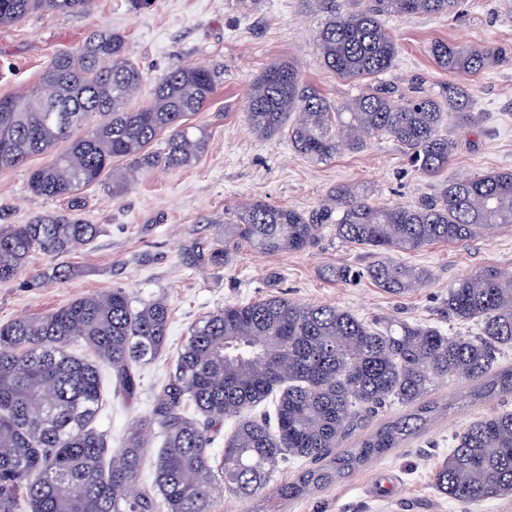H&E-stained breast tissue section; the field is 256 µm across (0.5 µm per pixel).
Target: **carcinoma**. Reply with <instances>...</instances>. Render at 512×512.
<instances>
[{"label": "carcinoma", "mask_w": 512, "mask_h": 512, "mask_svg": "<svg viewBox=\"0 0 512 512\" xmlns=\"http://www.w3.org/2000/svg\"><path fill=\"white\" fill-rule=\"evenodd\" d=\"M327 2L331 17L316 35L321 63L362 85L360 92L334 105L302 86L293 64L273 62L248 88L251 131L263 138L285 134L298 153L316 161L388 135L420 174L437 178L457 149L441 128L478 126L468 80L508 58L491 45L436 41L433 60L462 80L407 94L388 79L398 48L384 18L450 16L459 0H365L344 13L335 0ZM93 6L94 0H0V27L34 12L88 14ZM141 83L125 38L101 31L77 51L55 55L29 94L0 98L12 108L0 111V171L51 153L48 164L30 172L29 187L71 203L67 214L0 227V282L15 279L36 250L57 256L98 236L100 226L76 214L77 192L99 181L112 159L129 160L128 169L112 174L117 198L140 170L182 168L200 157L205 133L187 119L208 104L215 72L179 66L160 79L149 103L133 109ZM92 115L102 121L72 139ZM162 136L163 151H149ZM64 142L67 148L53 153ZM328 224L343 242L379 256L364 269L336 267L332 277L357 283L368 276L394 296L409 294L426 285L429 272L389 254L512 227V171L452 177L415 205H379L348 185L308 214L256 200L224 222V241L267 254L299 252ZM447 306L453 320L476 323L477 335L450 336L393 316L366 322L350 310L281 296L227 305L192 325L173 371L115 448L93 427L104 403L101 370L111 371L124 403L138 400L140 371L166 344L164 298L143 301L114 288L1 323L0 512L22 505L27 512H211L219 488L288 500L330 485L448 410L427 400L441 380L477 382L468 394L473 400L512 395V367L491 373L499 349L512 346V270L484 268L457 282ZM78 342L87 356L70 351ZM395 399L410 410L356 447H341ZM265 401L273 411L253 413ZM230 420L234 427L219 458L214 436ZM156 430L162 447L153 455L149 437ZM288 461L301 462L302 470L269 488L272 473ZM147 465L152 480L140 488ZM434 485L464 505L512 497V411L479 418L455 434Z\"/></svg>", "instance_id": "1"}]
</instances>
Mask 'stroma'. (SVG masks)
I'll return each mask as SVG.
<instances>
[{
	"instance_id": "stroma-1",
	"label": "stroma",
	"mask_w": 512,
	"mask_h": 512,
	"mask_svg": "<svg viewBox=\"0 0 512 512\" xmlns=\"http://www.w3.org/2000/svg\"><path fill=\"white\" fill-rule=\"evenodd\" d=\"M331 10L318 0H151L135 8L131 0H96L91 14L40 12L0 28V98L35 88L55 54L77 48L93 33L112 30L125 36L143 75L136 104L146 103L156 82L172 68L201 64L215 70L216 90L191 124L206 133V148L189 166L155 168L139 175L123 197L108 191L112 175L80 192L82 217L101 227L89 245L65 256L36 251L14 280L0 282V323L34 317L75 299L121 287L140 300L164 297L170 309L167 344L142 370L137 403L124 406L114 395L110 372H103L106 403L95 426L117 444L131 419L143 413L151 394L175 366L191 326L228 304L282 296L303 304H329L363 320L394 315L439 327L450 335L471 336L475 323L449 320L448 289L472 272L512 269V227L488 238L437 243L400 252L396 261L430 271L427 287L394 297L371 280L351 284L333 278L332 268H363L373 257L366 248L342 243L331 229L301 252L260 254L247 247L227 248L226 261L212 265L207 256L224 246V221L240 204L261 200L310 212L327 201L336 186L348 184L373 202L418 203L434 194L435 184L415 171L399 143L388 136L368 140L358 152L342 151L314 162L297 153L287 136H255L247 120L246 92L270 63L287 60L302 83L331 102L358 93L320 63L315 33ZM386 26L399 47L393 74L405 87L436 90L453 74L433 61L434 41L493 45L509 61L472 82L483 117L472 131L451 130L458 148L449 175L512 170V0H460L450 16L389 17ZM50 154L31 156L25 165L0 172V224H24L42 213L62 212L67 200L46 198L28 187L31 169ZM225 247V246H224ZM68 267L61 283L27 287L39 272ZM468 381L450 378L432 391L431 400L458 402L427 431L372 460L324 488L303 497L261 503L225 492L215 496L212 512H512V497L471 506L439 494L434 474L452 445L453 435L475 419L512 408V397L475 404L462 401Z\"/></svg>"
}]
</instances>
